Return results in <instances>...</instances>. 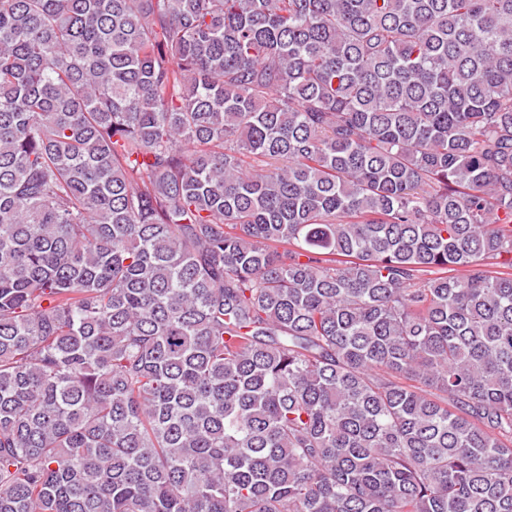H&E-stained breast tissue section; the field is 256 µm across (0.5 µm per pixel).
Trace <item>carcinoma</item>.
<instances>
[{
	"mask_svg": "<svg viewBox=\"0 0 512 512\" xmlns=\"http://www.w3.org/2000/svg\"><path fill=\"white\" fill-rule=\"evenodd\" d=\"M0 512H512V0H0Z\"/></svg>",
	"mask_w": 512,
	"mask_h": 512,
	"instance_id": "1",
	"label": "carcinoma"
}]
</instances>
